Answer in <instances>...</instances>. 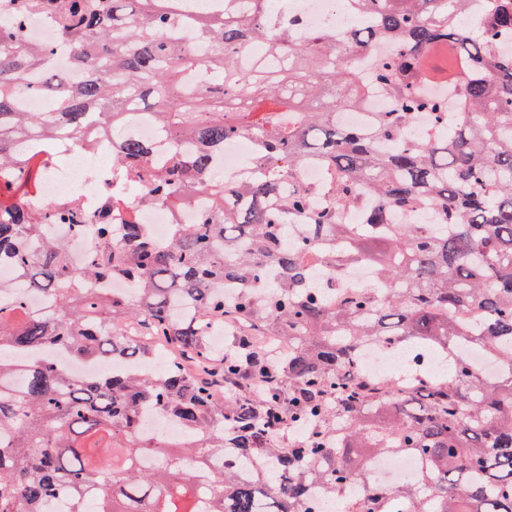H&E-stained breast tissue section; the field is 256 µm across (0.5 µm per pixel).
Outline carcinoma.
Segmentation results:
<instances>
[{"label": "carcinoma", "mask_w": 512, "mask_h": 512, "mask_svg": "<svg viewBox=\"0 0 512 512\" xmlns=\"http://www.w3.org/2000/svg\"><path fill=\"white\" fill-rule=\"evenodd\" d=\"M0 10V260L18 280L52 298L32 311L24 294L0 304V512H307L317 483L333 500L368 454L422 462L412 483L371 486L375 509L393 512H512V0L475 27L469 0H355L376 17L344 37H297L279 8L253 0L250 16L199 14L183 25L179 0H12ZM58 19L60 40L28 41L31 12ZM446 41L470 61L451 80L427 53ZM212 50L205 63L193 44ZM377 55L373 81L393 101L363 126L340 111L361 99L345 51ZM277 62L246 69L249 47ZM69 54L77 82L53 68ZM202 68L207 79L187 78ZM451 80L465 111L429 94ZM38 95L43 111L20 98ZM90 112L112 136L113 165L130 172L143 203L182 205L194 192L210 206L192 227L156 245L143 224H115L117 199L89 215L73 203L35 209L23 195L40 169L25 141L63 133L92 140ZM148 117L171 135L165 163L146 176L150 144L128 136ZM425 123L431 130L406 139ZM195 148L177 149L178 139ZM256 144L242 175L213 176L224 143ZM336 174L323 190L300 183L301 166ZM368 198L364 224L344 222ZM432 219H420L421 209ZM96 222L87 264L70 263L48 224ZM353 264L371 267L376 288H347ZM133 292L110 297L113 280ZM137 326L122 335L125 324ZM230 325L233 349L210 351L211 330ZM366 342L437 351L446 378L361 377ZM477 349L501 374L486 378L456 354ZM164 346L184 368H149ZM72 362L122 365L76 376L35 350ZM182 423L189 438L144 435L147 410Z\"/></svg>", "instance_id": "obj_1"}]
</instances>
